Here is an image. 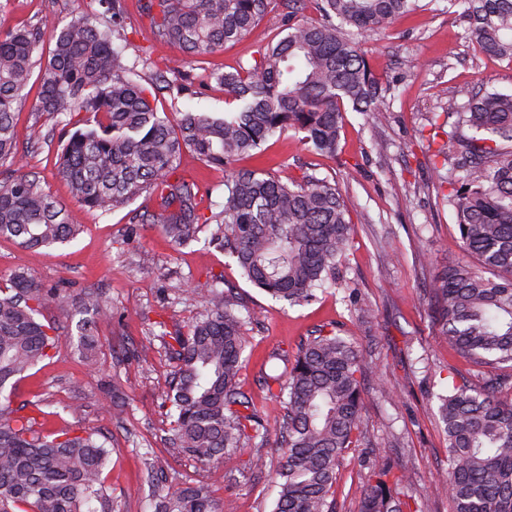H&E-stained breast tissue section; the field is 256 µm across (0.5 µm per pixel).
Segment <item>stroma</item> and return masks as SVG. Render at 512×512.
Listing matches in <instances>:
<instances>
[{"label":"stroma","mask_w":512,"mask_h":512,"mask_svg":"<svg viewBox=\"0 0 512 512\" xmlns=\"http://www.w3.org/2000/svg\"><path fill=\"white\" fill-rule=\"evenodd\" d=\"M127 0L131 48H147L153 70L177 56L175 47L155 41L150 24ZM86 0H9L0 27L40 23L64 25L82 11ZM276 35L260 24L240 43L194 64V93L186 107L223 112L224 89L210 80V70L250 66L260 46ZM374 72L390 84L392 118L376 126L361 113L349 112L336 155L323 156L287 131L268 141L262 155L242 160L245 168H264L280 178L308 172L336 180L352 218L351 244L337 287L300 306L271 299L243 276L235 260L208 242L207 233L190 245L174 246L159 230L132 225L129 209L104 214L78 207L69 186L56 176L57 140L34 110L39 83L31 81L17 107L16 139L25 148V171L37 173L81 226L72 242L56 248L26 249L0 239V286L24 269L36 284L65 286L66 300L46 310L44 318L64 330L53 359L28 371L17 385L13 407L33 414L35 406L52 410L43 432L80 426L106 436L112 463L106 482L116 512H153L147 467L163 486L189 479L208 483L224 512H272L278 489L267 474L244 467L248 453L202 465L180 456L164 441L169 427L164 403L170 367L157 332L188 329L201 309L198 287L220 276L241 311L256 313L249 333L241 386L261 404L268 425L283 415L263 378L281 374L302 342L323 325L360 350L363 375L365 439L348 452L335 485L337 512H356L359 484L368 460H387L394 472L412 477V512H451L445 499H420L433 479L448 467V441L439 419L438 397L452 384L481 386L492 375L450 350L432 334L430 282L437 269L465 260L456 217L436 195L437 181L426 143L418 130L431 113L445 110L457 90L480 85L512 93V62L476 51L467 36L462 9L455 0H419V7L385 32L363 36ZM183 174L201 188L203 212L224 205V172L191 152L181 157ZM153 258L142 266L141 253ZM86 292L99 294L111 307L110 319L95 322L101 353L95 367L84 364L71 336L79 320L75 302ZM120 385L126 405L112 408V387ZM393 396H385L382 386Z\"/></svg>","instance_id":"stroma-1"}]
</instances>
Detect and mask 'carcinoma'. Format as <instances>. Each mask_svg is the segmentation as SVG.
I'll return each mask as SVG.
<instances>
[{
    "mask_svg": "<svg viewBox=\"0 0 512 512\" xmlns=\"http://www.w3.org/2000/svg\"><path fill=\"white\" fill-rule=\"evenodd\" d=\"M137 0L154 38L177 46L175 59L144 83L132 79L148 65L147 50L133 66L125 0H89L81 16L55 28L43 53L36 26L0 29V238L25 248H52L74 239L81 225L38 175L22 172L15 137V105L33 73L40 85L34 111L62 129L56 176L79 206L114 212L146 196L135 224H156L176 246L210 239L231 254L243 276L292 305L312 302L336 285L349 248L351 218L338 183L313 174L282 180L237 162L261 152L288 129L317 153L336 154L347 110L374 124L390 119L383 84L359 36L384 30L418 0ZM468 35L480 52L512 61V0H457ZM309 9L318 18H309ZM269 20L285 35L258 51L249 68L213 73L235 110H184L192 75L185 59L203 57L246 37ZM467 98L460 103L458 99ZM170 99L169 111L158 103ZM451 131L436 150L448 175L443 201L455 214L471 260L436 271L430 284L432 329L439 340L477 364L508 370L484 386L455 385L440 397L449 468L431 487L452 512H512V93L461 90L439 117ZM224 168V207L205 215L200 188L179 175L183 150ZM214 277L203 289L204 309L188 332H163L173 361L166 399L169 442L187 459L211 463L264 442L269 428L260 407L241 389L250 344L247 320ZM57 288H42L18 272L0 288V512H112L104 473L111 451L83 428L43 434L33 416L10 410L17 383L54 357L57 327L40 320L62 303ZM77 323L80 354L95 365L94 318L110 315L86 293ZM359 351L336 330H319L301 345L284 378L275 377L284 407L276 426L285 451L276 470L272 512H335L339 460L361 446L364 431ZM376 459L361 486L358 512H404L409 476L390 478ZM155 512H216L210 486L186 481L155 501Z\"/></svg>",
    "mask_w": 512,
    "mask_h": 512,
    "instance_id": "obj_1",
    "label": "carcinoma"
}]
</instances>
